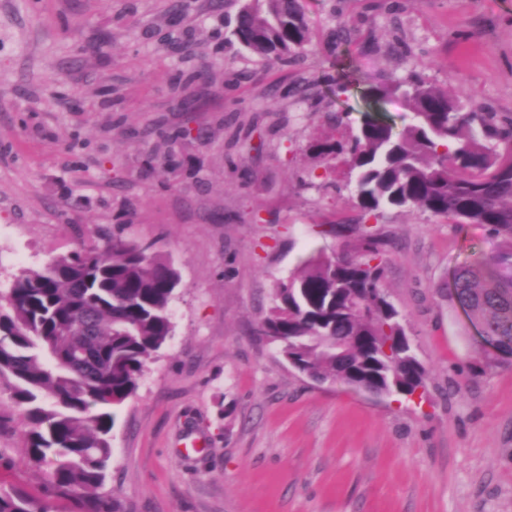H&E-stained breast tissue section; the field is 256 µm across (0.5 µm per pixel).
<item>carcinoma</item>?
I'll list each match as a JSON object with an SVG mask.
<instances>
[{
    "instance_id": "carcinoma-1",
    "label": "carcinoma",
    "mask_w": 512,
    "mask_h": 512,
    "mask_svg": "<svg viewBox=\"0 0 512 512\" xmlns=\"http://www.w3.org/2000/svg\"><path fill=\"white\" fill-rule=\"evenodd\" d=\"M231 34L268 59L299 56L309 42L299 0H244ZM409 109L401 130L367 114L347 141L332 136L310 150L346 155L362 212L418 208L461 224H481L499 240L488 261L456 268L451 299L484 344L512 356V117L468 110L420 78L380 88ZM385 242L367 234L350 254L312 257L276 284L261 331L297 371L377 397H406L425 386L405 318L384 288ZM174 266L120 239L22 270L0 290V386L25 428V447L46 467L47 487L82 502L84 512H121L100 494L111 457L115 409L132 397L145 362L173 331ZM0 512H46L25 490L0 487Z\"/></svg>"
}]
</instances>
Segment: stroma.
I'll return each mask as SVG.
<instances>
[{"mask_svg": "<svg viewBox=\"0 0 512 512\" xmlns=\"http://www.w3.org/2000/svg\"><path fill=\"white\" fill-rule=\"evenodd\" d=\"M242 2L182 0L174 26L171 0H0V289L108 238L180 276L105 492L122 512H512V357L444 288L496 240L417 209L365 216L343 161L307 152L371 109L402 124L401 100L363 91L415 73L512 114V0H302L310 43L287 62L231 36ZM202 66L213 81L176 95ZM366 228L427 371L409 398L310 379L260 332L276 281ZM0 485L77 512L46 495L5 388Z\"/></svg>", "mask_w": 512, "mask_h": 512, "instance_id": "stroma-1", "label": "stroma"}]
</instances>
